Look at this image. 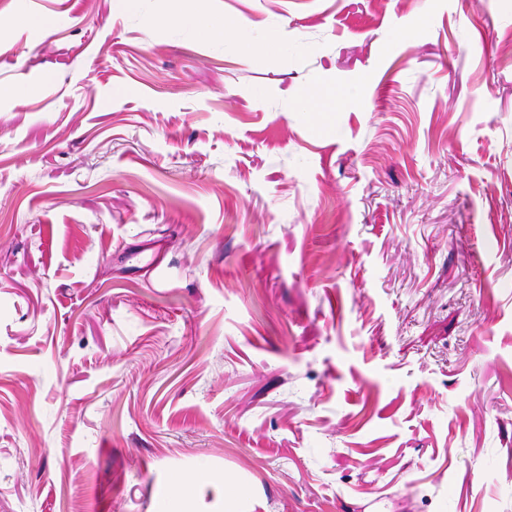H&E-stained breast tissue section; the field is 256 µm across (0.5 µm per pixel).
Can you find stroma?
Segmentation results:
<instances>
[{
  "label": "stroma",
  "mask_w": 512,
  "mask_h": 512,
  "mask_svg": "<svg viewBox=\"0 0 512 512\" xmlns=\"http://www.w3.org/2000/svg\"><path fill=\"white\" fill-rule=\"evenodd\" d=\"M228 476L512 512V0H0V512ZM173 29L178 34H185L189 32H198L204 34H213L219 32V35L212 40L213 47L220 51H227L230 49H240L246 45L245 39L230 44L224 41V20H214L206 15H196L181 21L173 26Z\"/></svg>",
  "instance_id": "1"
}]
</instances>
